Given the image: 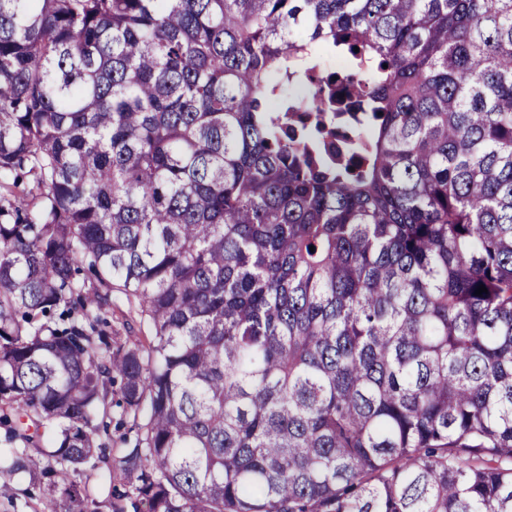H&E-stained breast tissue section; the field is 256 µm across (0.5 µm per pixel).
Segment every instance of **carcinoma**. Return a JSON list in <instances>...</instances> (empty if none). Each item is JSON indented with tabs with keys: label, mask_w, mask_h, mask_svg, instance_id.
Returning <instances> with one entry per match:
<instances>
[{
	"label": "carcinoma",
	"mask_w": 512,
	"mask_h": 512,
	"mask_svg": "<svg viewBox=\"0 0 512 512\" xmlns=\"http://www.w3.org/2000/svg\"><path fill=\"white\" fill-rule=\"evenodd\" d=\"M114 407L111 512H512V0H0V464ZM115 334L138 336L143 341H146V338L142 336H150L145 326L143 327L140 312L129 309L125 295L118 288L112 290V336Z\"/></svg>",
	"instance_id": "carcinoma-1"
}]
</instances>
